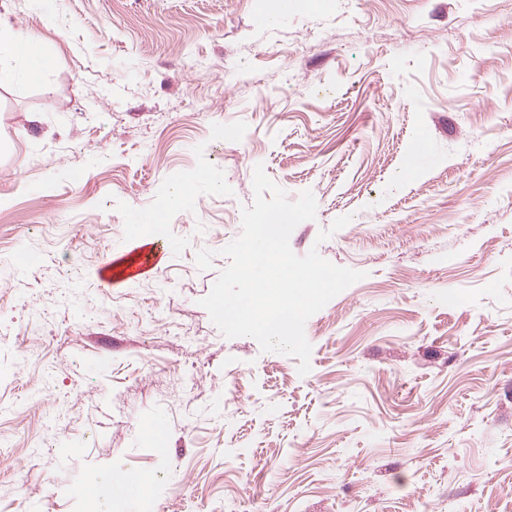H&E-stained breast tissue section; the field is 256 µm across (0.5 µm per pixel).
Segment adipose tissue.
I'll return each mask as SVG.
<instances>
[{
  "mask_svg": "<svg viewBox=\"0 0 512 512\" xmlns=\"http://www.w3.org/2000/svg\"><path fill=\"white\" fill-rule=\"evenodd\" d=\"M51 60L38 34L21 33L0 21V87L25 88L40 80Z\"/></svg>",
  "mask_w": 512,
  "mask_h": 512,
  "instance_id": "adipose-tissue-1",
  "label": "adipose tissue"
}]
</instances>
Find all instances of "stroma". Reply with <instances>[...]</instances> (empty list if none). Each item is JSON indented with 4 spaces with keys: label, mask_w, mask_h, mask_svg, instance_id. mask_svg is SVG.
I'll return each instance as SVG.
<instances>
[{
    "label": "stroma",
    "mask_w": 512,
    "mask_h": 512,
    "mask_svg": "<svg viewBox=\"0 0 512 512\" xmlns=\"http://www.w3.org/2000/svg\"><path fill=\"white\" fill-rule=\"evenodd\" d=\"M277 7L0 0L52 57L0 88V256L43 257L0 280V512H86L116 466L154 512H512V0ZM259 163L316 198L293 252L364 274L304 376L199 304ZM140 212L175 249L105 287Z\"/></svg>",
    "instance_id": "35a3bbf8"
}]
</instances>
